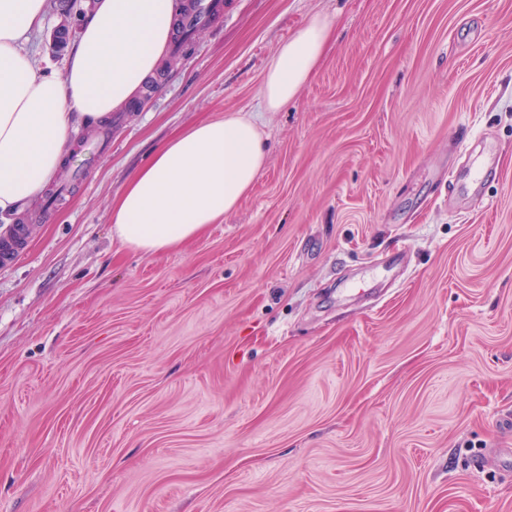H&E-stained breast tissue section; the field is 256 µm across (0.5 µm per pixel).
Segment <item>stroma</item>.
Wrapping results in <instances>:
<instances>
[{
  "instance_id": "35a3bbf8",
  "label": "stroma",
  "mask_w": 512,
  "mask_h": 512,
  "mask_svg": "<svg viewBox=\"0 0 512 512\" xmlns=\"http://www.w3.org/2000/svg\"><path fill=\"white\" fill-rule=\"evenodd\" d=\"M93 4L48 0L25 50L64 71ZM317 16L316 69L266 111ZM164 70L0 223L28 230L0 265V512H512V0H222ZM227 112L264 141L250 194L120 248L133 174ZM327 34L326 22L316 17L281 43L263 82L262 95L269 111L280 109L296 97L323 53Z\"/></svg>"
}]
</instances>
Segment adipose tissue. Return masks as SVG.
<instances>
[{"mask_svg": "<svg viewBox=\"0 0 512 512\" xmlns=\"http://www.w3.org/2000/svg\"><path fill=\"white\" fill-rule=\"evenodd\" d=\"M180 0H95L68 49L63 74L21 46L46 0H0V220L39 202L81 128L109 120L144 93L176 32ZM328 28L313 18L279 46L265 74L268 110L288 104L313 73ZM261 133L230 114L172 138L112 205V233L126 249L158 254L222 222L265 165Z\"/></svg>", "mask_w": 512, "mask_h": 512, "instance_id": "obj_1", "label": "adipose tissue"}]
</instances>
